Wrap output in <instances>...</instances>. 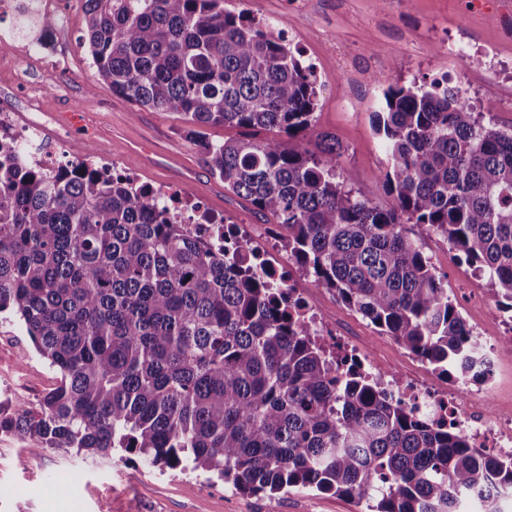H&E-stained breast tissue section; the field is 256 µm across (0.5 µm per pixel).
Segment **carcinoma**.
I'll list each match as a JSON object with an SVG mask.
<instances>
[{"instance_id": "carcinoma-1", "label": "carcinoma", "mask_w": 512, "mask_h": 512, "mask_svg": "<svg viewBox=\"0 0 512 512\" xmlns=\"http://www.w3.org/2000/svg\"><path fill=\"white\" fill-rule=\"evenodd\" d=\"M83 44L112 92L183 116L224 189L270 213L297 270L436 370L484 360L413 227L440 234L512 313V131L460 90L390 85L373 125L394 205L354 195L341 147L313 130L317 78L273 25L224 0H80ZM214 126L273 136L214 141ZM255 260L197 241L163 198L86 162L54 171L0 142V314L57 374L0 430L39 455L137 454L250 493L367 500V512H502L512 455L417 416L349 376Z\"/></svg>"}]
</instances>
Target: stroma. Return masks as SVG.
Here are the masks:
<instances>
[{
	"label": "stroma",
	"mask_w": 512,
	"mask_h": 512,
	"mask_svg": "<svg viewBox=\"0 0 512 512\" xmlns=\"http://www.w3.org/2000/svg\"><path fill=\"white\" fill-rule=\"evenodd\" d=\"M224 7L297 31L292 48L323 73L307 142L313 147L319 136L335 139L353 190L373 204L393 203L383 178L387 158L372 126L387 86L434 79L469 84L475 111L500 128H512V0L476 5L470 0H224ZM62 8L67 21L50 30L48 46L19 54L0 69V101L11 104L16 120L38 123L44 142L66 156L85 146L144 185L203 200L225 223L248 228L274 255H285L275 219L256 214L249 201L225 192L185 139L179 114L139 107L100 79L82 43L78 0H62ZM460 39L494 48L497 70H478L449 54V44ZM421 243L436 273L447 278L468 323L498 339L511 335L512 323L490 309L487 282L468 275L442 237L426 233ZM294 286L326 322L330 341L362 347L371 366L446 385L443 375L421 369L418 358L333 290L304 275L295 277ZM56 383L55 371L16 322L0 315V405L37 403ZM103 504L109 512L366 510L365 503L316 490L296 489L273 498L244 493L196 472L161 470L134 454L106 462L54 452L35 457L13 436L0 433V512H99Z\"/></svg>",
	"instance_id": "35a3bbf8"
}]
</instances>
